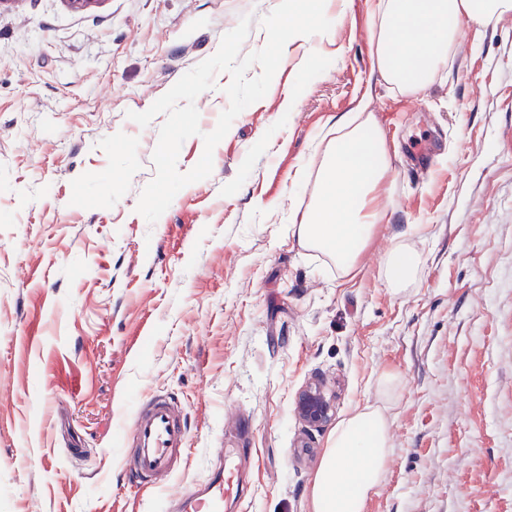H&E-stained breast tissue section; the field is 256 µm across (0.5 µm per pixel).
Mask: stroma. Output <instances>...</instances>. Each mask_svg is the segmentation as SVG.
<instances>
[{
  "label": "stroma",
  "mask_w": 512,
  "mask_h": 512,
  "mask_svg": "<svg viewBox=\"0 0 512 512\" xmlns=\"http://www.w3.org/2000/svg\"><path fill=\"white\" fill-rule=\"evenodd\" d=\"M278 3L0 9V512H166L218 448L251 451L240 512H310L330 434L368 404L385 409L391 451L365 512H512V15L461 23L447 68L401 96L371 69V0L328 5L335 41L310 36L281 61L210 177L155 223L136 210L165 117L142 127L128 112L242 17V54L263 48ZM229 82L217 73L196 98L201 133L182 144L180 172L200 160ZM366 91L392 154L388 213L340 278L290 217L309 201L328 120ZM421 143L424 175L406 159ZM401 233L423 266L396 292L382 267ZM314 379L332 409L318 428L296 413ZM158 392L183 405L189 451L165 490L142 495L120 437Z\"/></svg>",
  "instance_id": "1"
}]
</instances>
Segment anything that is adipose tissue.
I'll use <instances>...</instances> for the list:
<instances>
[{"label": "adipose tissue", "mask_w": 512, "mask_h": 512, "mask_svg": "<svg viewBox=\"0 0 512 512\" xmlns=\"http://www.w3.org/2000/svg\"><path fill=\"white\" fill-rule=\"evenodd\" d=\"M510 14L512 0H374L372 67L395 94L423 92L448 64L458 21L482 28ZM329 133L310 201L290 230L301 247L326 255L342 278L355 270L375 225L386 215L383 186L391 158L369 94L337 117ZM421 265L420 253L398 242L383 266L387 287H409ZM389 427L374 405L337 424L312 482L311 512H365L384 476Z\"/></svg>", "instance_id": "ef3b65f1"}]
</instances>
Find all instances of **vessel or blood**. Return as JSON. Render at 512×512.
<instances>
[{
    "label": "vessel or blood",
    "mask_w": 512,
    "mask_h": 512,
    "mask_svg": "<svg viewBox=\"0 0 512 512\" xmlns=\"http://www.w3.org/2000/svg\"><path fill=\"white\" fill-rule=\"evenodd\" d=\"M188 426L182 404L155 394L139 402L131 427L122 436L131 456L124 467L133 487L146 493L165 486L186 451ZM240 453H225L218 469L205 480L173 498L178 512H224L228 504L245 497Z\"/></svg>",
    "instance_id": "b4317fda"
}]
</instances>
